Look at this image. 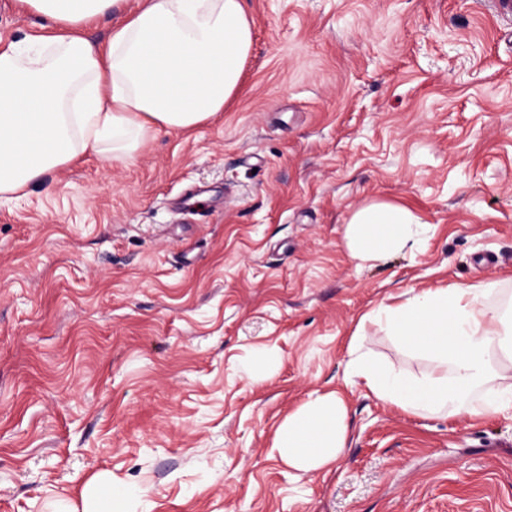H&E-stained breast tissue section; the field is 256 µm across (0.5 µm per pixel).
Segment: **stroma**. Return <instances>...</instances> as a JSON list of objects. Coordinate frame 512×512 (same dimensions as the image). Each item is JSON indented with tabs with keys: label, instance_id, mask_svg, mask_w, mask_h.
<instances>
[{
	"label": "stroma",
	"instance_id": "35a3bbf8",
	"mask_svg": "<svg viewBox=\"0 0 512 512\" xmlns=\"http://www.w3.org/2000/svg\"><path fill=\"white\" fill-rule=\"evenodd\" d=\"M246 5L223 112L0 197V512H63L100 475L134 492L128 512H512V408L419 418L347 369L355 345L425 371L360 324L407 290L494 281L512 308V16ZM45 25L0 0V48ZM374 201L421 217L420 250L357 265L345 223ZM329 393L343 454L288 466L277 428Z\"/></svg>",
	"mask_w": 512,
	"mask_h": 512
}]
</instances>
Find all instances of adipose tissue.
Here are the masks:
<instances>
[{"mask_svg":"<svg viewBox=\"0 0 512 512\" xmlns=\"http://www.w3.org/2000/svg\"><path fill=\"white\" fill-rule=\"evenodd\" d=\"M50 21L32 46L0 50V195L12 194L89 153L130 159L162 128L189 129L218 112L239 86L253 42L245 0H142L106 45L82 29L123 0H18ZM427 226L406 206L372 202L345 227L352 259L364 264L418 249ZM497 285L476 281L380 304L367 321L426 354L418 377L365 355L350 359L381 402L419 416L484 418L512 404V321L490 302ZM507 361L488 362L493 349ZM499 382L482 405L466 397L486 376ZM348 409L335 394L298 407L278 427L273 449L298 470L321 469L344 451Z\"/></svg>","mask_w":512,"mask_h":512,"instance_id":"adipose-tissue-1","label":"adipose tissue"}]
</instances>
